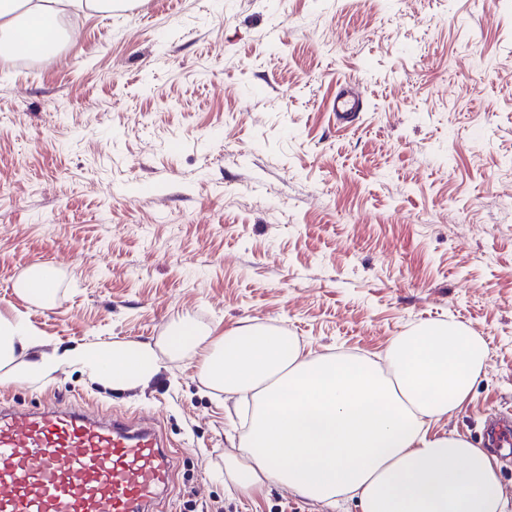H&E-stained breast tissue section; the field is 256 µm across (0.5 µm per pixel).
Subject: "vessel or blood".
Returning a JSON list of instances; mask_svg holds the SVG:
<instances>
[{
	"mask_svg": "<svg viewBox=\"0 0 512 512\" xmlns=\"http://www.w3.org/2000/svg\"><path fill=\"white\" fill-rule=\"evenodd\" d=\"M359 109L352 87L337 92V123ZM171 474L152 417L103 419L60 402L0 410V512H154Z\"/></svg>",
	"mask_w": 512,
	"mask_h": 512,
	"instance_id": "1",
	"label": "vessel or blood"
}]
</instances>
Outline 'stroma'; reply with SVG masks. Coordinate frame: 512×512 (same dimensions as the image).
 <instances>
[{
    "label": "stroma",
    "instance_id": "obj_1",
    "mask_svg": "<svg viewBox=\"0 0 512 512\" xmlns=\"http://www.w3.org/2000/svg\"><path fill=\"white\" fill-rule=\"evenodd\" d=\"M67 26L50 61L0 54V315L61 350L147 342L163 369L121 392L70 366L1 400L156 418L158 512H326L225 482L248 399L169 352L186 323L379 362L458 322L486 369L435 432L481 448L512 418V0H131ZM346 81L363 110L340 128ZM36 264L60 271L48 306L16 289Z\"/></svg>",
    "mask_w": 512,
    "mask_h": 512
}]
</instances>
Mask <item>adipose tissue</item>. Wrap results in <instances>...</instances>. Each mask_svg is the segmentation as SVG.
<instances>
[{"label":"adipose tissue","mask_w":512,"mask_h":512,"mask_svg":"<svg viewBox=\"0 0 512 512\" xmlns=\"http://www.w3.org/2000/svg\"><path fill=\"white\" fill-rule=\"evenodd\" d=\"M113 0H0V50L47 60L59 19L108 12ZM0 316V385L55 380L66 365L117 390L146 386L160 372L153 345L84 343L65 353ZM169 346L199 356L201 378L228 394L250 393L251 425L224 473L244 494L282 486L329 508L358 500L361 512H512L489 449L432 425L478 383L485 345L456 323L396 337L377 364L361 355H305L292 337L245 325L207 341L177 331Z\"/></svg>","instance_id":"obj_1"}]
</instances>
